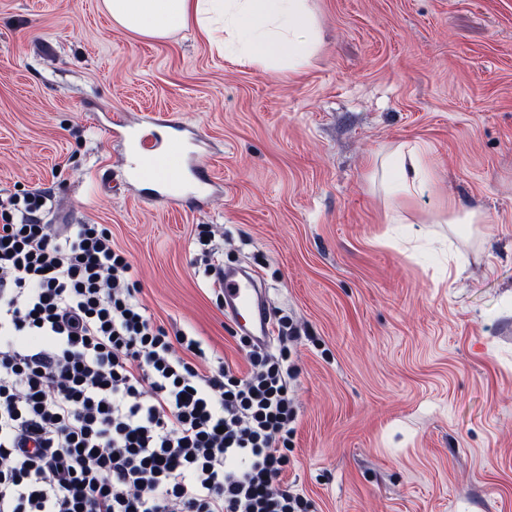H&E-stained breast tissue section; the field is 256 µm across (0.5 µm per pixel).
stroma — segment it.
I'll list each match as a JSON object with an SVG mask.
<instances>
[{
    "label": "stroma",
    "instance_id": "obj_1",
    "mask_svg": "<svg viewBox=\"0 0 512 512\" xmlns=\"http://www.w3.org/2000/svg\"><path fill=\"white\" fill-rule=\"evenodd\" d=\"M313 6L321 49L272 76L193 31L113 28L101 0H0V200L41 188L44 223L107 225L148 313L244 374L195 271L209 225L298 332L282 482L314 512H512V0ZM117 119L194 128L220 188L104 189L131 165ZM402 142L432 179L390 224L371 162ZM441 204L486 222L435 223Z\"/></svg>",
    "mask_w": 512,
    "mask_h": 512
}]
</instances>
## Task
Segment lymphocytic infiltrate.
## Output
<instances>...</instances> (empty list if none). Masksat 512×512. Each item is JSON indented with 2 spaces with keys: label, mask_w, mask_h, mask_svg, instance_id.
Returning <instances> with one entry per match:
<instances>
[{
  "label": "lymphocytic infiltrate",
  "mask_w": 512,
  "mask_h": 512,
  "mask_svg": "<svg viewBox=\"0 0 512 512\" xmlns=\"http://www.w3.org/2000/svg\"><path fill=\"white\" fill-rule=\"evenodd\" d=\"M0 223V512H310L282 486L287 354L238 375L154 321L102 224Z\"/></svg>",
  "instance_id": "lymphocytic-infiltrate-1"
}]
</instances>
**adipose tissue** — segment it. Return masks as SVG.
<instances>
[{"mask_svg":"<svg viewBox=\"0 0 512 512\" xmlns=\"http://www.w3.org/2000/svg\"><path fill=\"white\" fill-rule=\"evenodd\" d=\"M114 27L164 40L195 30L236 62L271 75L300 74L320 47L310 0H103ZM392 208L388 223H404V204L430 182L426 149L395 146L375 162Z\"/></svg>","mask_w":512,"mask_h":512,"instance_id":"obj_1","label":"adipose tissue"}]
</instances>
